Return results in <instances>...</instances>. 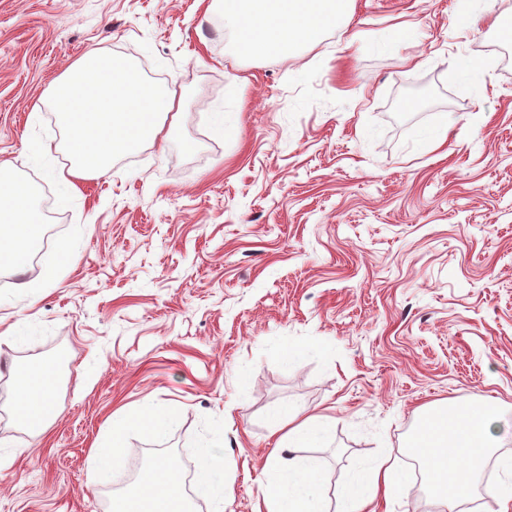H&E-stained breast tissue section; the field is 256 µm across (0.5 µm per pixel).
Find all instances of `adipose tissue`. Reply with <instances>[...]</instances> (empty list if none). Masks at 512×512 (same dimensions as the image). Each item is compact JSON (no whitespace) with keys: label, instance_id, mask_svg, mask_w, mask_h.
Returning <instances> with one entry per match:
<instances>
[{"label":"adipose tissue","instance_id":"obj_1","mask_svg":"<svg viewBox=\"0 0 512 512\" xmlns=\"http://www.w3.org/2000/svg\"><path fill=\"white\" fill-rule=\"evenodd\" d=\"M224 22V41L253 58L285 56L318 46L327 30L345 33L354 0H216ZM65 130L72 157L57 179L63 191L78 192L80 181L106 175L114 159L136 151L144 142L165 136L168 115L181 111L177 91L145 79L134 62L115 63L92 51L70 63L56 79L47 100ZM35 194L15 174L0 169V248L11 261L25 258L34 227L43 223ZM55 366L47 362L20 387L19 419L43 425L54 411ZM130 413L112 416V443L94 447L93 473L116 465L123 455ZM331 416L304 410L270 418L274 449L260 477L256 512H329L319 478L298 456L299 448L327 439ZM488 410L451 409L425 412L411 447L438 488L448 512H458L480 478L493 448L512 438L495 433ZM200 483L215 503L224 501V446L207 443L198 450ZM405 477L380 454L359 459L350 470L339 512H364L368 504L395 498ZM114 512H188L181 480L165 462L153 466L146 484L130 485Z\"/></svg>","mask_w":512,"mask_h":512}]
</instances>
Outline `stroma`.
<instances>
[{
	"instance_id": "obj_1",
	"label": "stroma",
	"mask_w": 512,
	"mask_h": 512,
	"mask_svg": "<svg viewBox=\"0 0 512 512\" xmlns=\"http://www.w3.org/2000/svg\"><path fill=\"white\" fill-rule=\"evenodd\" d=\"M210 2L0 0V163L58 228L37 273L0 268V332L39 329L0 341V512H99L111 479L91 448L118 409L155 406L162 430L128 435L125 461L184 473L223 441L224 512H254L269 418L296 406L334 419L298 451L331 506L357 459L386 453L409 478L389 512H442L410 449L422 409L512 426V43L457 0H356L355 42L251 62L225 53ZM91 50L183 105L168 143L71 195L63 132L31 112ZM229 100L225 138L211 120ZM49 361L56 415L37 430L14 416L17 373ZM236 106L224 109V112H216L212 119L213 130L216 134L229 137L236 133L238 128V113Z\"/></svg>"
}]
</instances>
